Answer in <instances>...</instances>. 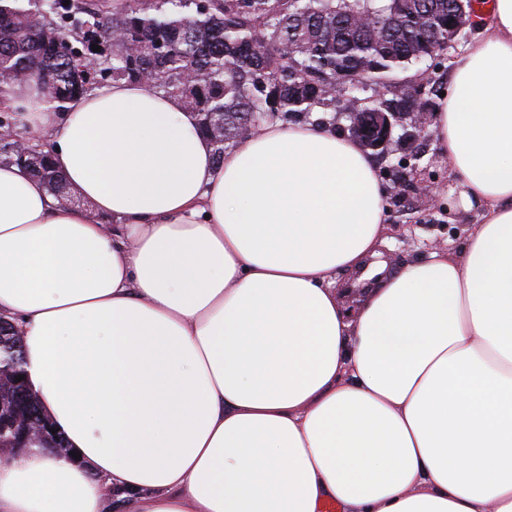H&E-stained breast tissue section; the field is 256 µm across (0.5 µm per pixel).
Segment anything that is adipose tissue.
<instances>
[{"mask_svg": "<svg viewBox=\"0 0 512 512\" xmlns=\"http://www.w3.org/2000/svg\"><path fill=\"white\" fill-rule=\"evenodd\" d=\"M453 63L438 144L479 221L347 317L386 228L354 140L263 124L216 161L174 96L17 89L84 199L0 163V318L68 448L0 512H512V0Z\"/></svg>", "mask_w": 512, "mask_h": 512, "instance_id": "1", "label": "adipose tissue"}]
</instances>
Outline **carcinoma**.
<instances>
[{
  "label": "carcinoma",
  "instance_id": "carcinoma-1",
  "mask_svg": "<svg viewBox=\"0 0 512 512\" xmlns=\"http://www.w3.org/2000/svg\"><path fill=\"white\" fill-rule=\"evenodd\" d=\"M34 11L22 0H0V93L42 78L41 100L57 108L87 91L82 57L97 37L112 31V80L144 82L180 98L214 146L216 161L258 118L319 109L336 111V96L355 98L357 85L336 79L361 73L388 85V74L444 50L448 22L471 0H122L104 13L92 0H44ZM59 22L46 20V13ZM362 17L370 19L358 24ZM195 79L187 80V72ZM339 86L338 94L328 92ZM384 105L408 112L410 96L388 89ZM24 166L54 195L70 188L42 151ZM0 334V413L40 409L29 391L18 392L22 350Z\"/></svg>",
  "mask_w": 512,
  "mask_h": 512
}]
</instances>
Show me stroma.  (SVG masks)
I'll list each match as a JSON object with an SVG mask.
<instances>
[{"label":"stroma","mask_w":512,"mask_h":512,"mask_svg":"<svg viewBox=\"0 0 512 512\" xmlns=\"http://www.w3.org/2000/svg\"><path fill=\"white\" fill-rule=\"evenodd\" d=\"M477 33V28L466 27L440 56L394 71L391 82L406 88L414 98L440 107L443 93L450 90L453 60L473 43ZM404 132V126H394L385 150L371 153L386 188L388 229L378 255L365 266H381L389 273L400 263L423 259L431 251L458 250L476 220L475 211L465 210L448 160L439 150L435 122H428L425 132L409 147L403 142ZM432 187L441 190L434 205L427 196Z\"/></svg>","instance_id":"1"}]
</instances>
